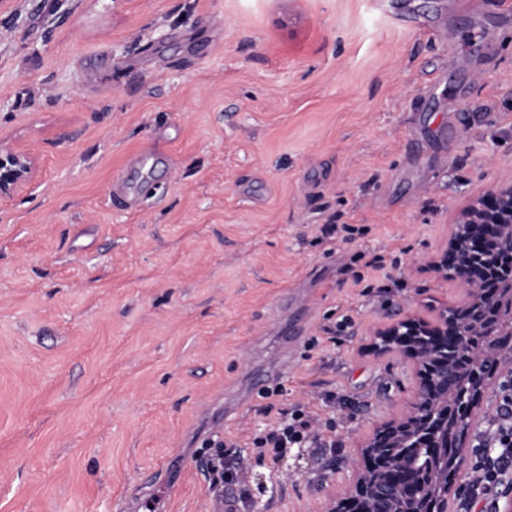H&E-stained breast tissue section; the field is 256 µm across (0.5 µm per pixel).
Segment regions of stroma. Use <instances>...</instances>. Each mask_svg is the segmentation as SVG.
I'll return each instance as SVG.
<instances>
[{
    "instance_id": "stroma-1",
    "label": "stroma",
    "mask_w": 512,
    "mask_h": 512,
    "mask_svg": "<svg viewBox=\"0 0 512 512\" xmlns=\"http://www.w3.org/2000/svg\"><path fill=\"white\" fill-rule=\"evenodd\" d=\"M401 7L413 25L375 0L0 13V132L37 162L0 197V512H219L226 438L247 464L227 491L261 512L347 483L330 461L417 384L375 328L463 302L423 262L512 182V0ZM278 386L327 447L247 448ZM235 442H227L219 441L217 444H215V451L210 454L209 458L206 461V468L208 473H211L213 475H216L213 479V485H215L216 482L225 479V474L229 471V469H226L224 467V448H236Z\"/></svg>"
}]
</instances>
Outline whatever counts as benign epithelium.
I'll list each match as a JSON object with an SVG mask.
<instances>
[{
	"instance_id": "1",
	"label": "benign epithelium",
	"mask_w": 512,
	"mask_h": 512,
	"mask_svg": "<svg viewBox=\"0 0 512 512\" xmlns=\"http://www.w3.org/2000/svg\"><path fill=\"white\" fill-rule=\"evenodd\" d=\"M35 171L28 152L0 142V197L26 186ZM512 243V183L480 197L460 215L444 253L426 266L466 288L463 305L431 321L409 314L375 333L372 350L413 365L417 386L398 414L376 424L347 461L353 479L329 490L320 512H448L465 487L467 444L478 430L486 394L512 378V285L488 292L497 270L494 248ZM427 448L440 472L414 466L406 439Z\"/></svg>"
}]
</instances>
